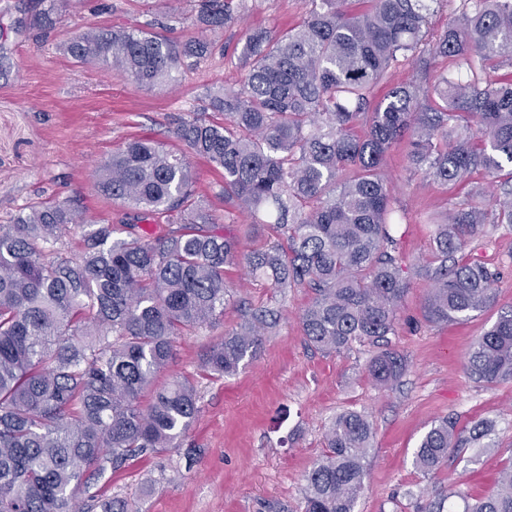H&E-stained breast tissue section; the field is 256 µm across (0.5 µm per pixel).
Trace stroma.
<instances>
[{
  "mask_svg": "<svg viewBox=\"0 0 512 512\" xmlns=\"http://www.w3.org/2000/svg\"><path fill=\"white\" fill-rule=\"evenodd\" d=\"M37 8V0H0V224L25 203L69 196L81 198L94 223H132L126 207L98 191L94 166L136 138L180 149L171 116L203 111L206 88L240 85L249 70L239 56L246 32L296 28L306 11L304 0H249L248 10L215 37L211 55L183 68L176 82L144 90L117 71L76 62L65 51L68 38L88 26L193 36L200 32L196 0H62L59 20L47 30L32 25ZM409 150V138L400 139L384 168L405 216L397 240L409 292L391 344L410 366L399 384L384 389L369 377L375 346L325 354L307 343L299 313L311 299L308 289L245 285L242 268L227 266L226 281L238 286L235 303L214 328L179 337L160 376L195 383L197 419L179 447L106 473L100 499L134 500L140 512H301L305 476L325 452L323 435L347 410L364 413L374 428L368 489L355 512H415L421 494L443 498L452 487L472 498L497 491L502 471L512 466V382L475 383L464 363L475 338L512 307V225H485L456 255L497 274L496 302L477 317L427 323L422 307L432 283L418 271L435 264L436 220L451 209L488 207L505 178L480 170L447 187L411 173ZM191 165L197 196L219 224H231L222 172L199 157ZM244 305L274 310L280 321L236 374L210 375L203 358L225 331L238 328ZM443 417L461 434L476 421H494V445L462 449L427 477L413 453Z\"/></svg>",
  "mask_w": 512,
  "mask_h": 512,
  "instance_id": "stroma-1",
  "label": "stroma"
}]
</instances>
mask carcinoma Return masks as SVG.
Segmentation results:
<instances>
[{
	"mask_svg": "<svg viewBox=\"0 0 512 512\" xmlns=\"http://www.w3.org/2000/svg\"><path fill=\"white\" fill-rule=\"evenodd\" d=\"M346 2L307 0L297 29L249 31L243 84L210 93L208 109L224 120L204 112L172 118L175 138L223 170L224 204L247 215V233L273 230L265 248L240 254L238 237L196 204L188 156L140 138L97 165L94 177L102 194L154 223L151 232L86 224L73 198L27 203L0 224V512H129L124 499L100 501L97 483L136 456L178 447L198 416L191 380L158 377L176 337L223 317L235 294L224 280L228 264L242 263L251 280L279 291L310 290L299 320L315 349L384 346L368 374L385 388L407 371V355L387 347L408 283L392 235L386 155L410 136L409 167L445 186L512 164V83L469 76L476 58L512 61V0H461L457 22L434 41L428 14L439 0H361L368 9L358 14ZM246 9L247 0H199L201 36L87 27L72 33L66 52L152 89L204 58L212 47L204 33ZM426 53L458 59L467 73L394 85L373 101L393 69L414 58L426 68ZM465 114L477 116L479 134L458 123ZM487 219L474 206L437 225L439 265L424 270L433 280L425 321L468 320L494 304L496 273L448 263ZM491 219L512 224V188ZM75 227L73 253L65 237ZM275 325L273 311L244 309L239 329L208 350L205 368L236 373ZM464 370L476 383L512 380V308L477 337ZM493 432L481 420L462 436L441 418L414 465L432 475L455 451L491 447ZM373 440L365 414L332 419L324 455L306 475L302 512H354L368 489ZM448 498V512H512V468L492 496L471 502L450 489Z\"/></svg>",
	"mask_w": 512,
	"mask_h": 512,
	"instance_id": "carcinoma-1",
	"label": "carcinoma"
}]
</instances>
